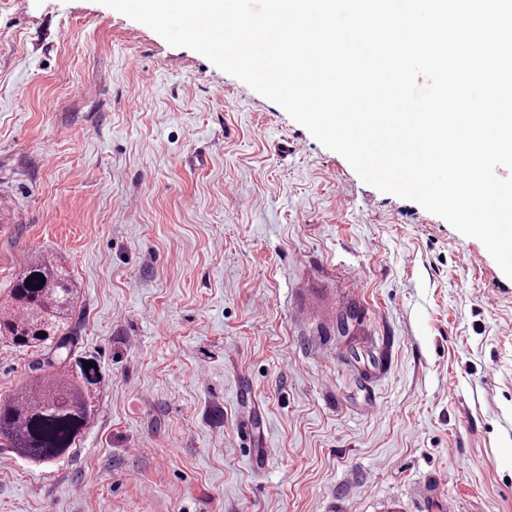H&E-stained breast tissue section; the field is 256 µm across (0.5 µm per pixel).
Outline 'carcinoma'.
I'll return each mask as SVG.
<instances>
[{
  "instance_id": "cac0c4a2",
  "label": "carcinoma",
  "mask_w": 512,
  "mask_h": 512,
  "mask_svg": "<svg viewBox=\"0 0 512 512\" xmlns=\"http://www.w3.org/2000/svg\"><path fill=\"white\" fill-rule=\"evenodd\" d=\"M74 307L69 276L49 254L30 259L0 304V335L19 349L37 350L29 363L27 398L0 401V445L42 464L68 454L91 420L83 386L96 383L95 368L80 364L78 375L65 373L76 346Z\"/></svg>"
}]
</instances>
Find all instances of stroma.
Wrapping results in <instances>:
<instances>
[{
  "mask_svg": "<svg viewBox=\"0 0 512 512\" xmlns=\"http://www.w3.org/2000/svg\"><path fill=\"white\" fill-rule=\"evenodd\" d=\"M47 252L93 420L0 512H512V279L99 0H0V299Z\"/></svg>",
  "mask_w": 512,
  "mask_h": 512,
  "instance_id": "obj_1",
  "label": "stroma"
}]
</instances>
